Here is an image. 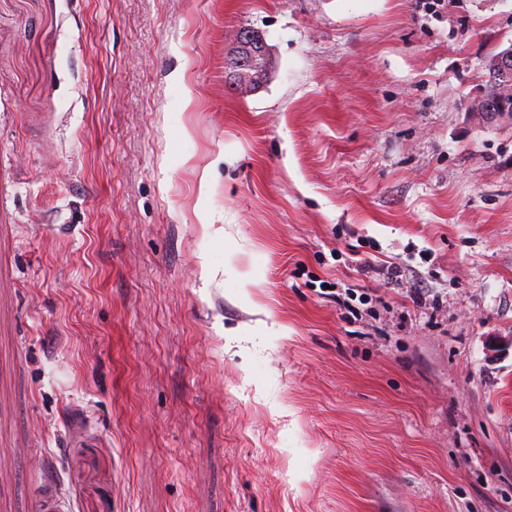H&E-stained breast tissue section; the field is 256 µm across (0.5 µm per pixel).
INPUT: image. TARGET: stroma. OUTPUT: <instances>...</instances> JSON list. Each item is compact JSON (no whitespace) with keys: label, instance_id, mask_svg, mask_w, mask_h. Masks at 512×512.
Returning a JSON list of instances; mask_svg holds the SVG:
<instances>
[{"label":"stroma","instance_id":"35a3bbf8","mask_svg":"<svg viewBox=\"0 0 512 512\" xmlns=\"http://www.w3.org/2000/svg\"><path fill=\"white\" fill-rule=\"evenodd\" d=\"M510 45L512 0H0V512H512ZM241 40L248 41V43H242V46L245 48V54L239 55V57L234 60V71L231 73V75L234 76L235 83L239 84L240 86H244L245 89L251 90L254 87L250 78L249 68L252 66V63L257 56H260V58L263 59L267 58L268 45L264 36L261 35L259 38L257 33L253 34L249 32L246 35H242ZM256 47H259V49H256ZM244 51L242 50V52ZM486 97H490L496 101H499V105L496 110L490 112H497L496 116L491 120H503L512 122V83L510 81H498L497 84L489 86V90Z\"/></svg>","mask_w":512,"mask_h":512}]
</instances>
